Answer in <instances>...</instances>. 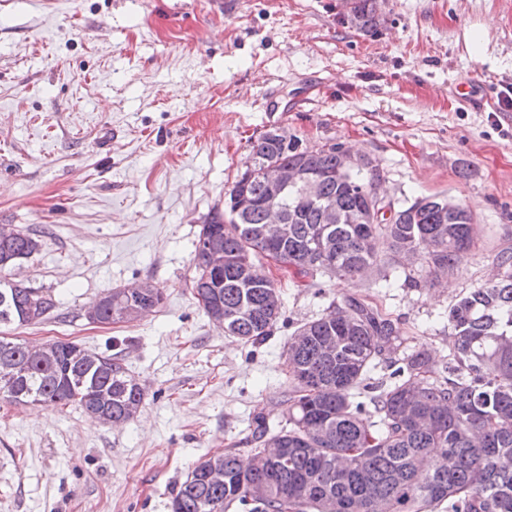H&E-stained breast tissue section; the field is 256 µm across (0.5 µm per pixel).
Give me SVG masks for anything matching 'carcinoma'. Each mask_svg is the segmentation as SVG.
Returning a JSON list of instances; mask_svg holds the SVG:
<instances>
[{"mask_svg":"<svg viewBox=\"0 0 512 512\" xmlns=\"http://www.w3.org/2000/svg\"><path fill=\"white\" fill-rule=\"evenodd\" d=\"M347 21L374 34L381 26L374 0H350ZM266 163L297 168L307 181L288 188L278 205L288 238L271 246L266 188L257 171ZM381 181L368 156L345 168L342 146L319 151L267 132L250 142L245 171L229 189L241 209L213 210L195 247L194 298L211 317L224 314V332L256 346L272 335L282 308H269L281 293L262 259L275 250L298 286L315 288L317 276L360 279L380 264L373 241L392 242V261L415 252L435 278L457 268L474 247L479 225L462 205L423 197L394 210L390 220H364ZM336 209L334 224L324 208ZM231 225H225V221ZM331 237L328 265L312 266L319 230ZM42 240L19 232L6 251L25 261ZM224 252V268L208 267L207 251ZM250 258L245 267L243 258ZM103 324L131 322L163 303L153 289L128 297L116 288L97 299ZM56 307L41 288L11 282L0 266V325L38 324ZM451 359L436 377L425 351L399 353L398 323L358 297L347 296L336 313L308 321L284 346L288 390L281 401L284 424L269 433L267 415L252 417L256 448L243 457L231 448L200 459L180 484L172 512H512V251L496 258V271L448 311ZM14 377L0 383V398L15 405H76L101 423L135 418L144 392L120 359L74 342L55 341L42 351L0 336V365ZM389 380H375L378 365ZM219 470L224 480L210 475Z\"/></svg>","mask_w":512,"mask_h":512,"instance_id":"1","label":"carcinoma"}]
</instances>
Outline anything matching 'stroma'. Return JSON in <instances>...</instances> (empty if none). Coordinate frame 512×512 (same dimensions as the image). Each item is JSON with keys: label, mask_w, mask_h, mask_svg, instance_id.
<instances>
[{"label": "stroma", "mask_w": 512, "mask_h": 512, "mask_svg": "<svg viewBox=\"0 0 512 512\" xmlns=\"http://www.w3.org/2000/svg\"><path fill=\"white\" fill-rule=\"evenodd\" d=\"M346 15V0H0V224L40 232L22 275L57 302L6 334L118 353L145 394L118 427L0 401V512H171L201 457L249 449L254 412L278 427L285 342L347 295L444 372L449 308L512 249V111L455 98L512 89V0H382L373 35ZM273 128L375 158L395 203L465 206L476 246L435 282L418 264L283 282L273 336L225 335L190 288L195 242ZM137 280L161 289L157 312L86 319Z\"/></svg>", "instance_id": "35a3bbf8"}]
</instances>
